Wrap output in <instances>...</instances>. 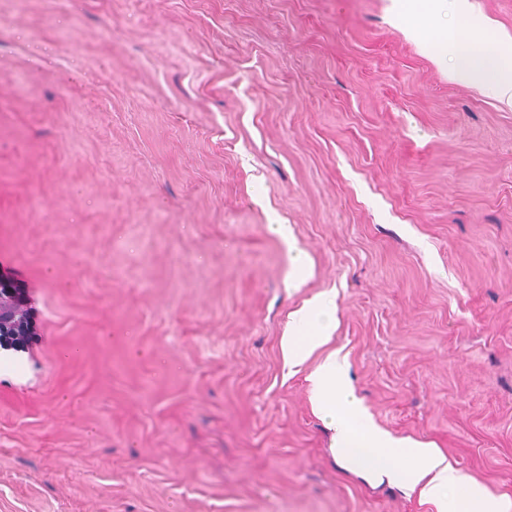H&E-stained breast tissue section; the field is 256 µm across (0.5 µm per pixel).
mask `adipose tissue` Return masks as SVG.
Wrapping results in <instances>:
<instances>
[{
  "label": "adipose tissue",
  "instance_id": "1",
  "mask_svg": "<svg viewBox=\"0 0 512 512\" xmlns=\"http://www.w3.org/2000/svg\"><path fill=\"white\" fill-rule=\"evenodd\" d=\"M466 0H397L400 21L422 39L439 34L435 12L452 13L446 32L449 47L486 43L489 28L470 16ZM333 305L318 297L294 312L282 348L289 366L302 364L331 338ZM316 413L333 434L334 457L343 463L387 478L433 502L438 512H500L499 502L471 476L454 468L439 450L379 430L347 379V368L337 355H328L311 375Z\"/></svg>",
  "mask_w": 512,
  "mask_h": 512
}]
</instances>
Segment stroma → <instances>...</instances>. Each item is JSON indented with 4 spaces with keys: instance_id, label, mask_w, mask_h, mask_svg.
Instances as JSON below:
<instances>
[{
    "instance_id": "1",
    "label": "stroma",
    "mask_w": 512,
    "mask_h": 512,
    "mask_svg": "<svg viewBox=\"0 0 512 512\" xmlns=\"http://www.w3.org/2000/svg\"><path fill=\"white\" fill-rule=\"evenodd\" d=\"M470 3L495 45L438 58L394 0H0V512H437L335 462L280 349L319 294L375 424L512 500V109L464 73L512 0ZM269 227L288 247V264L292 273L296 276L303 274L307 268V256L295 245L290 226L275 221L273 224H269ZM25 300L20 288L11 280L0 275V342L5 349H20L27 336L30 326L26 317L23 324L18 317L25 313Z\"/></svg>"
}]
</instances>
